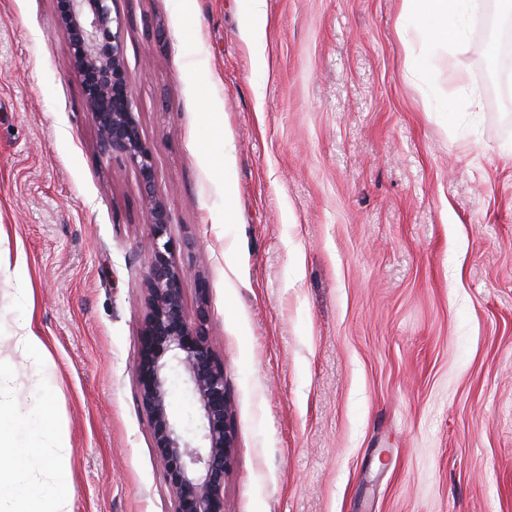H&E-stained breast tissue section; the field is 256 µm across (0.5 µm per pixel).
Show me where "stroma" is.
Segmentation results:
<instances>
[{
  "label": "stroma",
  "mask_w": 512,
  "mask_h": 512,
  "mask_svg": "<svg viewBox=\"0 0 512 512\" xmlns=\"http://www.w3.org/2000/svg\"><path fill=\"white\" fill-rule=\"evenodd\" d=\"M187 313L235 429L224 512H512V93L403 0H114ZM430 54L422 77L412 58ZM140 178L103 163L55 0H0V377L67 512H171L133 362ZM24 272H17V261ZM30 323L50 355L14 339Z\"/></svg>",
  "instance_id": "35a3bbf8"
}]
</instances>
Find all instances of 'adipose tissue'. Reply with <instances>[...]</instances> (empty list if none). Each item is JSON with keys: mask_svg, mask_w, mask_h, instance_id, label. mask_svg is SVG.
<instances>
[{"mask_svg": "<svg viewBox=\"0 0 512 512\" xmlns=\"http://www.w3.org/2000/svg\"><path fill=\"white\" fill-rule=\"evenodd\" d=\"M480 7L481 0H403L407 16L428 19L429 26L423 32L427 43L448 45L457 53L465 49L462 22ZM33 408L40 415L39 421H31L24 411L0 402V502H14L17 512H62L72 485L67 469L54 470L46 489H35L24 477L33 452L53 435L48 405L38 401Z\"/></svg>", "mask_w": 512, "mask_h": 512, "instance_id": "obj_1", "label": "adipose tissue"}]
</instances>
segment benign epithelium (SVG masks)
<instances>
[{
    "label": "benign epithelium",
    "instance_id": "benign-epithelium-1",
    "mask_svg": "<svg viewBox=\"0 0 512 512\" xmlns=\"http://www.w3.org/2000/svg\"><path fill=\"white\" fill-rule=\"evenodd\" d=\"M82 93L97 130L100 155L138 172L143 187L151 255L145 274L147 310L134 372L149 415L154 447L170 489L172 512H224V477L233 463L235 433L224 382V363L209 336V283L196 276L198 307L186 313L183 281L174 261L171 219L154 194V166L135 120L123 58V22L112 0H56ZM182 378L199 412L198 436L188 438L170 412L172 378Z\"/></svg>",
    "mask_w": 512,
    "mask_h": 512
}]
</instances>
